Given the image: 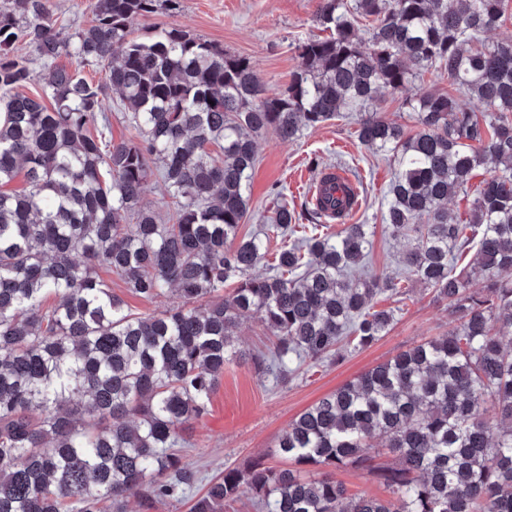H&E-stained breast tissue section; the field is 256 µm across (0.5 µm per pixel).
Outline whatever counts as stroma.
<instances>
[{
    "mask_svg": "<svg viewBox=\"0 0 512 512\" xmlns=\"http://www.w3.org/2000/svg\"><path fill=\"white\" fill-rule=\"evenodd\" d=\"M47 6L63 35L91 25V0H47ZM319 0H180L176 12L158 11L134 25L138 35L175 26L203 40L224 47L228 54L247 58L268 88L287 86L299 64L297 47L321 35L315 21ZM449 93L447 79L428 73L412 80L393 95L383 96L377 108L383 118L402 126L405 134L419 129L411 101L421 92ZM354 118L337 117L303 131L292 141L274 131L257 139V163L251 183L250 207L241 232L249 236L261 230L274 209L277 192L309 223L306 211L314 178L328 166L347 169L361 180L362 207L351 218L355 224L372 225L373 249L364 272L379 276L401 271L405 242L386 232L382 205L397 168L393 155L366 150L357 137ZM407 294L401 301L377 298L376 309L396 308L390 332L368 347L346 345L340 360L324 362L279 381L262 374L247 362L227 365L214 393L209 412L185 425L183 435L191 446L185 455L197 481L184 496L145 504L129 497L123 512H192L196 498L225 467L246 469L256 459L279 464L274 454L278 437L300 413L324 395L336 390L400 350L448 333L454 326L444 303L414 278H407Z\"/></svg>",
    "mask_w": 512,
    "mask_h": 512,
    "instance_id": "obj_1",
    "label": "stroma"
}]
</instances>
